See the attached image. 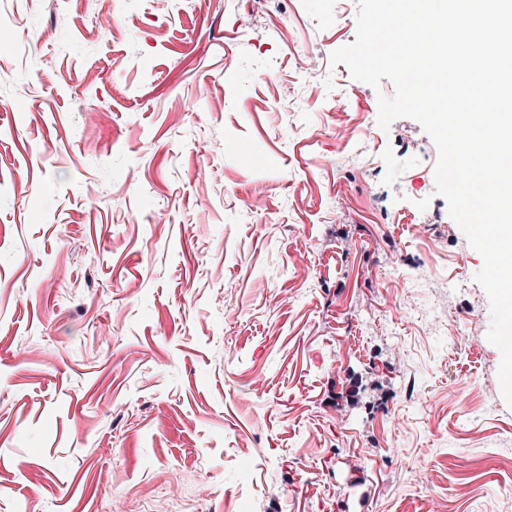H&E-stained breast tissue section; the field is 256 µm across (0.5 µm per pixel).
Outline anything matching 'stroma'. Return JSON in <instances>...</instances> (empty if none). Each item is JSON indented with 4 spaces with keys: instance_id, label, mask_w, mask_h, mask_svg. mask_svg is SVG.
Masks as SVG:
<instances>
[{
    "instance_id": "35a3bbf8",
    "label": "stroma",
    "mask_w": 512,
    "mask_h": 512,
    "mask_svg": "<svg viewBox=\"0 0 512 512\" xmlns=\"http://www.w3.org/2000/svg\"><path fill=\"white\" fill-rule=\"evenodd\" d=\"M16 6L0 512H512L484 261L330 61L358 0Z\"/></svg>"
}]
</instances>
